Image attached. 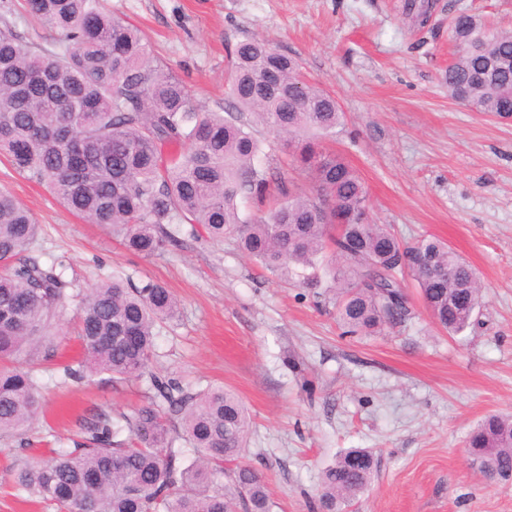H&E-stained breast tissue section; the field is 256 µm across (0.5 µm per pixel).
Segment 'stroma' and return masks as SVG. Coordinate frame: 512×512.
Listing matches in <instances>:
<instances>
[{
	"instance_id": "stroma-1",
	"label": "stroma",
	"mask_w": 512,
	"mask_h": 512,
	"mask_svg": "<svg viewBox=\"0 0 512 512\" xmlns=\"http://www.w3.org/2000/svg\"><path fill=\"white\" fill-rule=\"evenodd\" d=\"M407 0H104L137 26L162 66L206 109L223 111L231 54L254 38L297 59L304 78L346 117L327 140L369 191L372 219L413 242L434 236L483 284L474 324L451 336L435 326L412 279L409 319L391 332L350 338L333 294L272 273L234 236L171 226L153 256L68 211L49 189L0 161V187L35 217L32 254L69 282L61 330L38 374L42 411L23 434L0 437V512H50L12 487L17 456L48 457L81 440L79 421L147 403L148 379L65 374L82 357L74 329L79 294L109 276L159 282L180 301L157 327L148 370L195 388L221 385L249 410L246 460L266 477L273 512H312L323 469L367 448L379 466L347 512H512V479L486 483L466 440L483 417L512 414V117L448 97L453 59L449 4L512 30V0H433L426 26Z\"/></svg>"
}]
</instances>
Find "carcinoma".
Masks as SVG:
<instances>
[{"instance_id":"carcinoma-1","label":"carcinoma","mask_w":512,"mask_h":512,"mask_svg":"<svg viewBox=\"0 0 512 512\" xmlns=\"http://www.w3.org/2000/svg\"><path fill=\"white\" fill-rule=\"evenodd\" d=\"M19 13L50 33L52 47L0 24V154L71 212L112 229L145 257L161 248L165 224L200 225L214 241L234 234L248 256L307 288L331 278L344 335H383L408 320L398 272L416 281L448 334L475 322L481 286L474 269L435 238L405 244L372 220L356 171L321 146L344 113L301 78L293 58L262 41L240 42L229 103L238 117L227 119L153 63L140 31L111 17L102 0H19ZM451 29L459 51L448 66V95L485 114L512 113V32L461 10ZM255 124L294 139L296 178L256 166L263 149ZM272 180L278 195L267 212L242 218L239 200L264 201ZM323 197L334 209L327 222L317 210ZM38 229L1 190L0 436L18 433L40 412L35 365L50 356L46 336L68 297L57 266L29 255ZM178 308L158 282L138 287L114 277L96 285L78 315L83 358L66 375L143 378L157 325ZM149 379L150 402L122 422L93 412L80 423L83 442L75 448L14 461L13 487L57 512H271L265 477L243 462L251 422L239 398L221 386ZM179 440L186 447H175ZM467 444L470 457L483 456L491 471L512 478L511 415L486 417ZM376 472L367 449L339 454L323 473L315 508L343 512Z\"/></svg>"}]
</instances>
